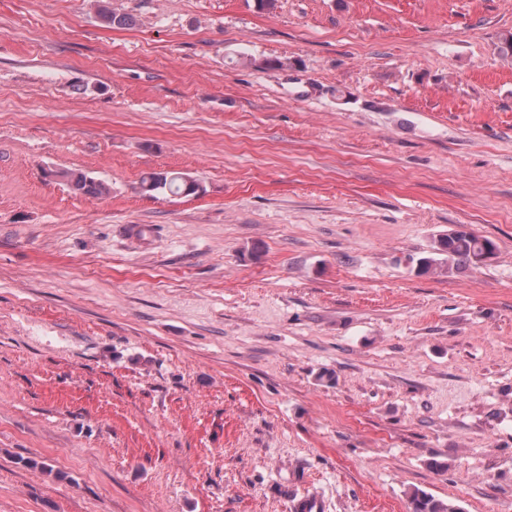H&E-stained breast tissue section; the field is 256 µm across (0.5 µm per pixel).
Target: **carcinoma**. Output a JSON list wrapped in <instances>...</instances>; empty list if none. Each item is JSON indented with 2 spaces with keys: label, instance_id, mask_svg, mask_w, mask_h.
Listing matches in <instances>:
<instances>
[{
  "label": "carcinoma",
  "instance_id": "carcinoma-1",
  "mask_svg": "<svg viewBox=\"0 0 512 512\" xmlns=\"http://www.w3.org/2000/svg\"><path fill=\"white\" fill-rule=\"evenodd\" d=\"M97 13L102 22L120 27L127 24L126 13L111 6V0H98ZM71 190L88 196H100L109 193V185L96 181L81 173L68 170L56 172ZM141 189L151 195L170 194L176 196H192L202 191L200 183L187 181L179 172L151 173L141 181ZM441 247L430 254L433 267L424 270L426 274L451 273L466 267H478L482 264L481 257L485 252L497 250L496 243L486 237L476 235L463 229H450L439 235ZM412 512H460L457 505L435 499L423 492L416 491L410 496Z\"/></svg>",
  "mask_w": 512,
  "mask_h": 512
}]
</instances>
